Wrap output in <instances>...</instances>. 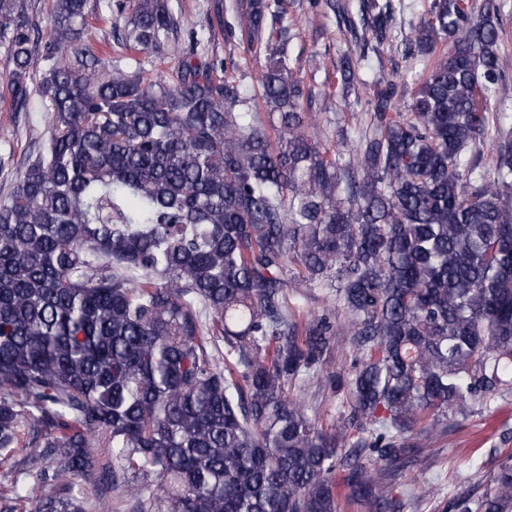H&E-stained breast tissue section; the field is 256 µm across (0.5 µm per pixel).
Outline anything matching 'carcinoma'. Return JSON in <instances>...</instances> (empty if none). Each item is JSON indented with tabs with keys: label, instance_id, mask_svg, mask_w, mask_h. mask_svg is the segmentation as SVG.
<instances>
[{
	"label": "carcinoma",
	"instance_id": "obj_1",
	"mask_svg": "<svg viewBox=\"0 0 512 512\" xmlns=\"http://www.w3.org/2000/svg\"><path fill=\"white\" fill-rule=\"evenodd\" d=\"M288 7L240 0L265 56L247 98L191 55L168 81L124 71L89 41V0H53L48 135L0 199V512H87L100 484L157 512H419L428 494L402 478L422 449L512 394V134L480 170L497 0H428L412 89L379 77L365 130L334 147L274 46ZM363 9L361 40L383 41L392 0ZM18 15L0 0L24 106ZM176 29L168 0H135L116 41L159 52ZM360 61H340L343 84ZM305 288L322 312L299 314ZM345 343L348 422L327 432L306 391ZM454 507L512 512V452Z\"/></svg>",
	"mask_w": 512,
	"mask_h": 512
}]
</instances>
